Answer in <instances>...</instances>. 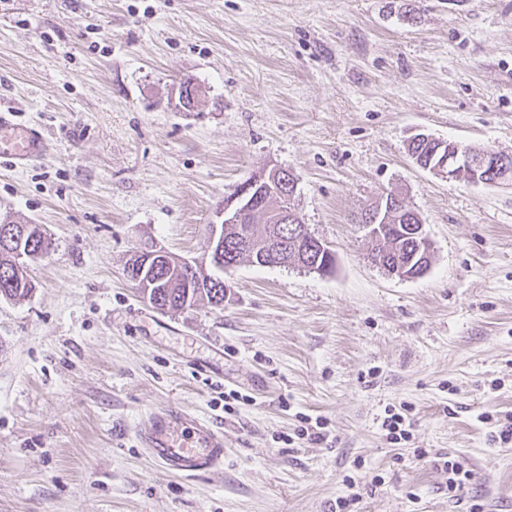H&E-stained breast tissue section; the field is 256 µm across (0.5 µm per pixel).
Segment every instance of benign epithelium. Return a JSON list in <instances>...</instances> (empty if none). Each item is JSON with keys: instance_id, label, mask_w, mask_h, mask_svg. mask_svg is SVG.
<instances>
[{"instance_id": "benign-epithelium-1", "label": "benign epithelium", "mask_w": 512, "mask_h": 512, "mask_svg": "<svg viewBox=\"0 0 512 512\" xmlns=\"http://www.w3.org/2000/svg\"><path fill=\"white\" fill-rule=\"evenodd\" d=\"M497 171L500 172L499 176L493 180L488 179L490 173ZM431 172L448 180L463 181L472 185H506L508 184V175L512 172V156L489 147L475 148L471 145L450 141L448 142V156L440 159L438 165L431 169ZM259 197L257 183L244 181L238 184L236 191L224 200V207L217 213L219 222L212 225L206 259L199 261L180 257L178 258L179 265L194 272L197 267L208 263V259L220 256L224 248V225L243 223ZM380 217L381 209L374 206L365 208L363 212L364 227L368 232V237L371 238L369 241L371 246L374 245L373 238L377 237L379 232L377 222ZM406 232L408 236L415 239L417 253L425 258L432 256L433 245L424 224H411L406 227ZM284 234L285 229L282 228L268 238L251 242L253 254L262 261L274 256L286 257L291 252L296 255L292 265L309 272L326 274L330 266L329 260L334 257L332 249L326 243L313 236L308 227L303 225L291 229V235L296 243L307 241L308 251H301L294 247L292 251L288 252L281 244ZM167 255H169V251L158 244L138 251L127 263L126 277L135 284L139 283L144 272L156 268L157 264Z\"/></svg>"}]
</instances>
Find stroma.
<instances>
[{
    "mask_svg": "<svg viewBox=\"0 0 512 512\" xmlns=\"http://www.w3.org/2000/svg\"><path fill=\"white\" fill-rule=\"evenodd\" d=\"M0 106L48 142L0 158V213L51 240L0 300V512H336L347 475L354 512H512V444L481 420L512 412V186L406 151L512 154V0H0ZM274 167L334 270L245 262L223 309L145 301L132 253L204 257L225 195ZM388 192L433 243L423 277L366 258L357 217ZM167 405L222 428L221 469L151 458L137 433ZM304 414L328 440L285 444ZM418 448L471 470L462 499ZM382 428L387 432V440L391 444L407 441L409 431L406 429V416L401 412L388 413L382 422Z\"/></svg>",
    "mask_w": 512,
    "mask_h": 512,
    "instance_id": "stroma-1",
    "label": "stroma"
}]
</instances>
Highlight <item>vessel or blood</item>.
Masks as SVG:
<instances>
[{
    "label": "vessel or blood",
    "mask_w": 512,
    "mask_h": 512,
    "mask_svg": "<svg viewBox=\"0 0 512 512\" xmlns=\"http://www.w3.org/2000/svg\"><path fill=\"white\" fill-rule=\"evenodd\" d=\"M19 130L15 140L0 145V156L17 164L42 156L47 147L43 134L28 127ZM139 439L156 461L187 475L211 472L224 463L223 431L175 406L153 410L139 430Z\"/></svg>",
    "instance_id": "obj_1"
}]
</instances>
